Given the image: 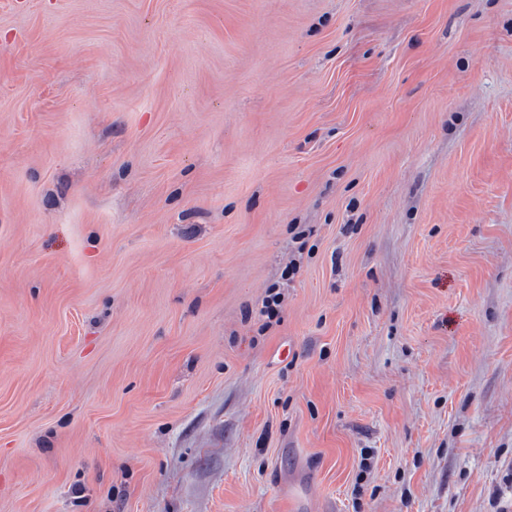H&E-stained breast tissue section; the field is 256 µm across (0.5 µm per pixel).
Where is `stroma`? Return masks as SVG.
Returning a JSON list of instances; mask_svg holds the SVG:
<instances>
[{
  "instance_id": "obj_1",
  "label": "stroma",
  "mask_w": 512,
  "mask_h": 512,
  "mask_svg": "<svg viewBox=\"0 0 512 512\" xmlns=\"http://www.w3.org/2000/svg\"><path fill=\"white\" fill-rule=\"evenodd\" d=\"M0 512H512V0H0Z\"/></svg>"
}]
</instances>
